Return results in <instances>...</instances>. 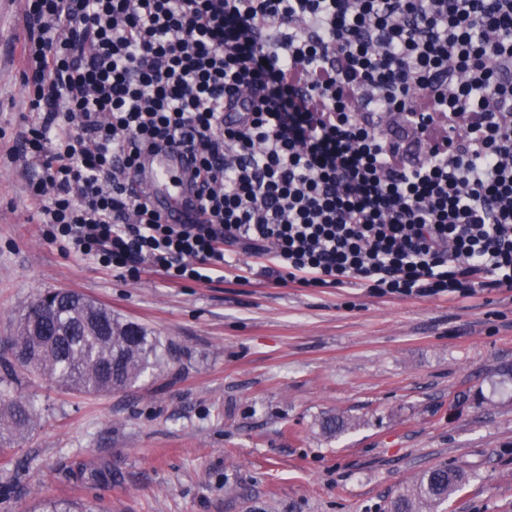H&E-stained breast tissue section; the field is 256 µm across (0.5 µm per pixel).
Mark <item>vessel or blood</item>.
<instances>
[{
    "mask_svg": "<svg viewBox=\"0 0 512 512\" xmlns=\"http://www.w3.org/2000/svg\"><path fill=\"white\" fill-rule=\"evenodd\" d=\"M192 165L190 152L182 148L152 153L145 170L136 175L134 187L143 192L153 207L169 222L195 223L201 214L200 200L187 179Z\"/></svg>",
    "mask_w": 512,
    "mask_h": 512,
    "instance_id": "b4317fda",
    "label": "vessel or blood"
}]
</instances>
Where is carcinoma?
Returning <instances> with one entry per match:
<instances>
[{"instance_id": "carcinoma-1", "label": "carcinoma", "mask_w": 512, "mask_h": 512, "mask_svg": "<svg viewBox=\"0 0 512 512\" xmlns=\"http://www.w3.org/2000/svg\"><path fill=\"white\" fill-rule=\"evenodd\" d=\"M9 356H0V384L16 369L55 380L61 387L85 394L122 390L138 382L149 369L160 366L164 353L160 340L112 310L66 291L51 303L34 299L9 337ZM33 407L0 394V428L21 434L29 427ZM468 481L456 468L438 466L419 474L410 487L392 500L395 512H421L438 505ZM34 512H107L96 502L47 498Z\"/></svg>"}]
</instances>
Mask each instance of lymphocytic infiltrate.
Wrapping results in <instances>:
<instances>
[{
  "label": "lymphocytic infiltrate",
  "mask_w": 512,
  "mask_h": 512,
  "mask_svg": "<svg viewBox=\"0 0 512 512\" xmlns=\"http://www.w3.org/2000/svg\"><path fill=\"white\" fill-rule=\"evenodd\" d=\"M15 151L52 240L133 278L512 288V0H26ZM182 146L203 219L129 181Z\"/></svg>",
  "instance_id": "f902f5d3"
}]
</instances>
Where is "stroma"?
Here are the masks:
<instances>
[{
	"label": "stroma",
	"instance_id": "obj_1",
	"mask_svg": "<svg viewBox=\"0 0 512 512\" xmlns=\"http://www.w3.org/2000/svg\"><path fill=\"white\" fill-rule=\"evenodd\" d=\"M24 7L0 0V352L30 301L67 289L148 328L168 357L104 395L19 372L10 394L37 415L0 459V512L50 497L109 512H384L444 464L470 483L440 512H512V288H300L239 253L223 277L175 285L66 252L42 234L13 149L35 118ZM332 415L353 428L325 434Z\"/></svg>",
	"mask_w": 512,
	"mask_h": 512
}]
</instances>
